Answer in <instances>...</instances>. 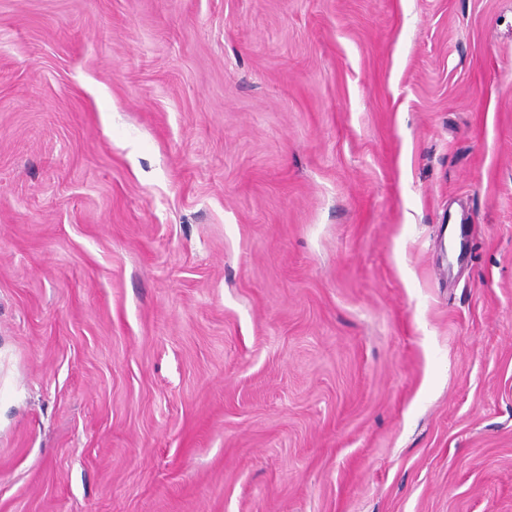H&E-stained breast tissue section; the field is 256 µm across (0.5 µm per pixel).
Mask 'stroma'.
Segmentation results:
<instances>
[{"mask_svg":"<svg viewBox=\"0 0 512 512\" xmlns=\"http://www.w3.org/2000/svg\"><path fill=\"white\" fill-rule=\"evenodd\" d=\"M0 512H512V0H0Z\"/></svg>","mask_w":512,"mask_h":512,"instance_id":"obj_1","label":"stroma"}]
</instances>
